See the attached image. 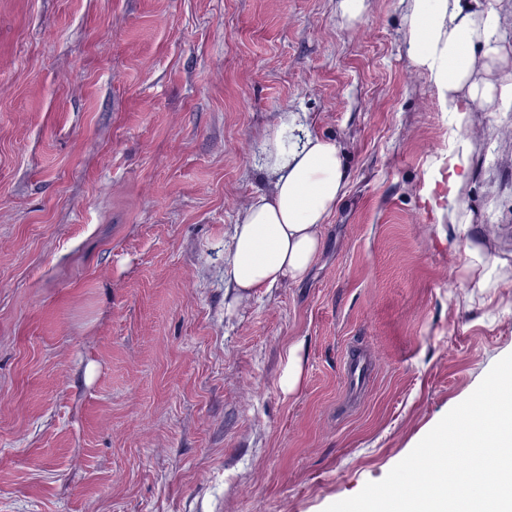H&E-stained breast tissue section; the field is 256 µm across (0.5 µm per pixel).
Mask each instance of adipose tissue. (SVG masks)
<instances>
[{"label": "adipose tissue", "instance_id": "ef3b65f1", "mask_svg": "<svg viewBox=\"0 0 512 512\" xmlns=\"http://www.w3.org/2000/svg\"><path fill=\"white\" fill-rule=\"evenodd\" d=\"M496 0H411L408 43L417 65L426 67L442 102L458 117L472 100L512 107V83L485 87L472 83L474 52L501 56ZM306 120L286 112L264 142L262 169L269 184L239 214L224 268L228 287L249 295L301 282L322 246V228L344 196L347 175L335 143L306 131ZM301 130L302 138L284 147L281 132Z\"/></svg>", "mask_w": 512, "mask_h": 512}]
</instances>
